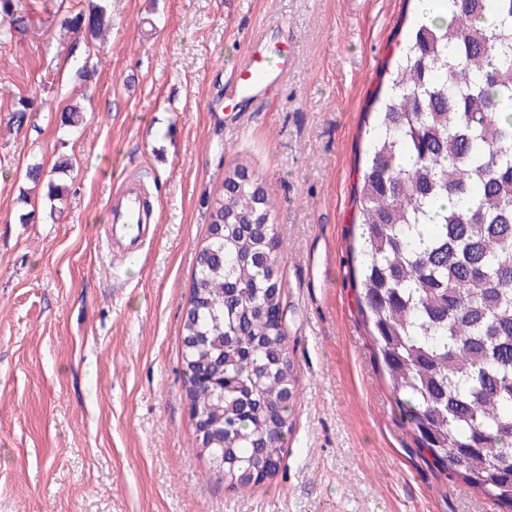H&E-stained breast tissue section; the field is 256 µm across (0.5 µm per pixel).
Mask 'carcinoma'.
Listing matches in <instances>:
<instances>
[{
    "label": "carcinoma",
    "mask_w": 512,
    "mask_h": 512,
    "mask_svg": "<svg viewBox=\"0 0 512 512\" xmlns=\"http://www.w3.org/2000/svg\"><path fill=\"white\" fill-rule=\"evenodd\" d=\"M415 26L377 111L357 190L358 309L420 456L512 512V0H444ZM96 37L104 9L64 19ZM34 108L22 99L10 123ZM28 179L61 201L54 174ZM262 179L237 164L209 200L182 323L180 377L213 474L247 491L285 453L299 381L284 250ZM224 457V468L216 465Z\"/></svg>",
    "instance_id": "carcinoma-1"
}]
</instances>
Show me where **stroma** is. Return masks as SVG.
<instances>
[{
  "instance_id": "1",
  "label": "stroma",
  "mask_w": 512,
  "mask_h": 512,
  "mask_svg": "<svg viewBox=\"0 0 512 512\" xmlns=\"http://www.w3.org/2000/svg\"><path fill=\"white\" fill-rule=\"evenodd\" d=\"M0 10V512H499L418 455L356 301L355 192L371 113L414 0H9ZM105 6L89 37L64 17ZM261 36L288 73L226 99ZM34 100L8 129L19 99ZM79 107L83 121L62 126ZM73 166L50 204L28 166ZM265 181L286 249L299 391L271 478L242 493L194 446L181 322L207 200L225 170ZM155 234L111 242L123 179Z\"/></svg>"
}]
</instances>
